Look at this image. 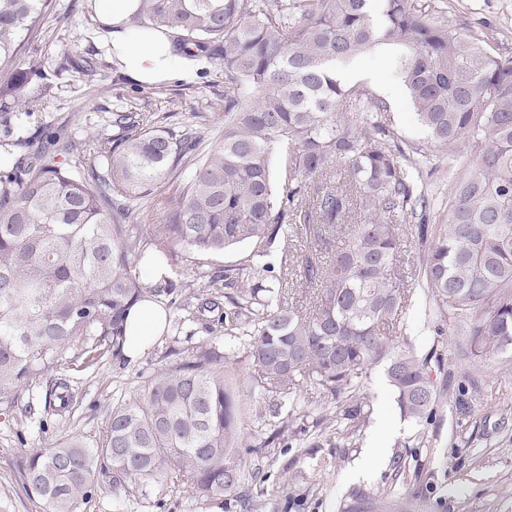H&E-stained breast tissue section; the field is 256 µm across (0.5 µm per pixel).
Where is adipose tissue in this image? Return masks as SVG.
<instances>
[{
	"label": "adipose tissue",
	"instance_id": "1",
	"mask_svg": "<svg viewBox=\"0 0 512 512\" xmlns=\"http://www.w3.org/2000/svg\"><path fill=\"white\" fill-rule=\"evenodd\" d=\"M136 0H97L100 21L107 26V40L127 71L143 82L196 77L192 60L173 52L169 38L156 36L131 25L129 18ZM166 321L164 309L153 301L134 304L127 314L126 341L122 352L137 360L162 332Z\"/></svg>",
	"mask_w": 512,
	"mask_h": 512
}]
</instances>
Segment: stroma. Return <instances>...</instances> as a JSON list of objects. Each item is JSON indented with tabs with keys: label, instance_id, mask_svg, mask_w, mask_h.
I'll use <instances>...</instances> for the list:
<instances>
[{
	"label": "stroma",
	"instance_id": "stroma-1",
	"mask_svg": "<svg viewBox=\"0 0 512 512\" xmlns=\"http://www.w3.org/2000/svg\"><path fill=\"white\" fill-rule=\"evenodd\" d=\"M448 22L463 31L493 33V48L512 56V0H450ZM96 0H43L39 16L22 35L21 61H39L52 76L55 99L42 112L19 111L16 136L37 135L44 127H62L84 136L98 131L107 112L127 99L147 116L166 115L167 127H200L217 123L220 113L210 101L224 95L219 58L201 59V75L190 82L168 81L160 86L137 83L116 64L98 32ZM94 58L106 69L102 84L82 82L74 71H62L63 56ZM362 83L369 85L390 109V126L406 142L425 143L426 136L394 76L387 57L377 51L363 56ZM430 302L414 291L395 343L419 357L441 353L444 369H432L433 379L444 371L459 374L455 342L459 332L446 327L436 335L427 316ZM183 337L163 335L138 361L105 358L93 368L75 373L76 403L70 414L45 417L42 403L32 413L23 408L0 409V512H43L42 501L25 488L20 461L25 448H37L61 434H78L94 441L102 434L113 398L135 392L154 369L179 362ZM238 384L240 431L255 451L248 469L259 470L264 482L246 480L243 490L262 505L260 512H512V376L484 371L492 396L470 394L467 410L442 399L435 417L418 422L401 416L384 365L371 366L359 395L369 406L365 422L338 418L330 394L304 387L296 405H284L289 436L271 441L273 426L261 422L257 409L264 394L252 379L253 361L246 347L234 345L228 365ZM323 415H306L312 401ZM49 428L39 432V418ZM384 452L372 465L364 454L370 440ZM80 512H243L238 495L201 500L184 485L162 481L133 487L116 497L101 482Z\"/></svg>",
	"mask_w": 512,
	"mask_h": 512
}]
</instances>
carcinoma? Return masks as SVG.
I'll return each mask as SVG.
<instances>
[{
  "instance_id": "1",
  "label": "carcinoma",
  "mask_w": 512,
  "mask_h": 512,
  "mask_svg": "<svg viewBox=\"0 0 512 512\" xmlns=\"http://www.w3.org/2000/svg\"><path fill=\"white\" fill-rule=\"evenodd\" d=\"M38 5L0 0L5 138L13 113L53 98L40 66L18 64ZM131 23L171 37L173 51L189 58L221 50L222 144L208 148V132L172 130L128 102L108 117L111 136L46 130L15 142L13 165L0 171V407H17L44 383L45 411H70L69 381L55 374L121 355L129 308L165 295L173 310L194 302L200 314L217 312L224 335L247 341L271 418L310 385L348 398L343 418L364 421L357 393L379 363L405 417L432 418L448 393L463 409L479 375L463 374L451 393L430 376V362L443 357L394 345L408 300L403 223L417 229L418 287L433 303L436 335L453 325L463 357L512 374V57L493 54L482 32L449 26L436 0H138ZM380 46L442 155L446 199L423 189L433 158L397 143L387 103L341 76L340 66ZM59 69L104 79L92 58L66 56ZM176 171L187 178L151 240L155 261L167 266L175 245L199 268L244 242L259 254L297 225L306 250L294 276L313 289L309 304L288 302L286 259L277 269L250 257L211 278L208 296L192 281L143 286L131 271L143 249L134 213ZM250 274L267 285L242 286L224 307L221 289ZM183 352L185 360L154 370L133 397L112 404L102 438L68 434L25 453L26 486L45 512H78L106 474L117 495L161 479L206 499L238 489L253 448L237 436L236 381L224 372L230 355L216 337Z\"/></svg>"
}]
</instances>
